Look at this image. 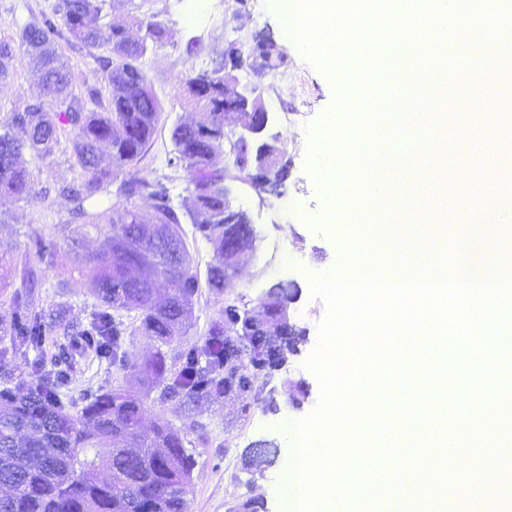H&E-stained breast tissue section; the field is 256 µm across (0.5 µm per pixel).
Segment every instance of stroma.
<instances>
[{"label": "stroma", "mask_w": 512, "mask_h": 512, "mask_svg": "<svg viewBox=\"0 0 512 512\" xmlns=\"http://www.w3.org/2000/svg\"><path fill=\"white\" fill-rule=\"evenodd\" d=\"M54 0H0V40L13 38L31 16L50 12ZM215 0H115L112 18L134 23L135 19L153 15L176 33L177 47H168L147 55L142 61L151 87L162 106L157 131L143 158L124 167L127 176L154 179L166 174L165 153L170 149V130L181 120H199L200 115L184 103L179 89L181 79L195 75L203 65H211L224 57L229 38L238 36L252 43L256 33H270L282 56L281 64L272 71L257 74L242 70V81L262 84L265 101L272 116L270 128L277 132L289 160L288 177L283 192L277 197L259 198L251 186L237 182V202L246 210L257 234L253 260L232 281L228 294L200 286L194 298L192 315L187 323L189 341L200 340L210 322L224 311L225 298L240 299L255 307L271 286L279 282L296 284L299 298L291 307L293 321L305 331L297 355L268 380L255 385L256 399L247 419L235 414L232 400L200 401L191 410L178 412L172 404L147 402L142 429L167 423L184 437V446L196 460L188 495V512H229L242 500H263L266 512H280L279 487L288 462V439L284 424L290 419L306 417L318 404L320 386L304 362L318 340V326L327 306L322 298L312 296L308 276L347 264L344 244L353 242L355 228L333 223L335 200H323L313 178L314 163L308 155L305 128L316 123L332 106L335 95L333 81L303 59L296 45L281 35V20L264 0H223L224 23L210 21ZM245 4L248 19H240L238 4ZM197 37V51L186 52L189 37ZM61 51L72 72V93H80L84 82L102 77V61L109 52L93 50L77 44H62ZM468 92L457 101L462 116H470L477 97L488 90L504 92L512 88L508 79H499L489 87L482 68L469 61L466 50H459ZM37 91V76L24 64H16L12 76L0 81V122L11 112L23 109ZM73 135L60 131L52 155L43 157L25 152L22 161L37 181L36 191L27 199L7 205L0 215V248L6 252L0 262V321L8 320L10 298L22 285L24 267L37 268L40 278L33 290L35 305L50 310L65 304L70 321L79 328L87 327L100 308L91 294L81 267L100 243L97 235L85 238L79 249H71L67 237L78 222L70 212L68 201L57 191L62 183L80 181L81 171L72 154ZM38 233L56 246L51 259L42 260L29 253L26 244L31 234ZM130 354L127 370L117 371L101 361L90 350L71 356V383L66 397L81 403L84 396L101 389L119 386L137 391L141 388L138 364L153 352L152 338L137 334L127 337ZM301 383L307 394L300 403L288 396L290 385ZM276 446L274 462L262 469L245 467L242 453L257 449L262 442Z\"/></svg>", "instance_id": "1"}]
</instances>
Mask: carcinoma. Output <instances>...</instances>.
<instances>
[{"label":"carcinoma","instance_id":"obj_1","mask_svg":"<svg viewBox=\"0 0 512 512\" xmlns=\"http://www.w3.org/2000/svg\"><path fill=\"white\" fill-rule=\"evenodd\" d=\"M109 0H54L51 11L28 22L17 40L0 41V80L9 77L14 62L27 59L40 74L38 92L25 108L0 123V203L13 204L35 192L33 175L18 163L23 151L51 155L59 131H75L73 154L83 179L62 187L78 236L90 230L104 233L99 251L83 266L90 291L101 309L90 327L73 335L52 370L37 361L15 385L0 386V512H187V491L195 459L181 433L169 424L152 438L138 435L143 407L150 393L161 403L188 407L200 399L239 401L238 416L250 414L253 385L233 379L240 362L224 353V317L213 320L202 343H189L184 319L200 287L198 266L185 239L181 216L171 206L170 177L148 180L120 178V170L139 161L150 144L162 112L141 60L168 45L176 33L150 16L136 20L143 30L137 39L112 22ZM87 48L106 47L103 78L108 98L91 85L86 98L71 95V73L60 41ZM210 93L200 90L199 75L182 86L186 104L203 110V119L176 123L170 132L166 166L185 172L188 203L184 216L212 249L206 268L208 288L224 291L251 255L224 251V186L233 176L219 158L232 156L233 138L224 133V67L207 70ZM54 98L58 110L47 112L44 100ZM112 150L116 168L101 166L100 148ZM116 186L115 201L102 211L91 203ZM153 201L152 226L137 217L132 200ZM28 251L44 258L51 244L39 235L29 238ZM136 313L133 332L150 336L155 352L138 366L147 392L139 396L120 387L101 390L72 410L65 400L70 384L68 357L73 350H92L118 371L127 368L124 349L127 326L113 312ZM0 335L28 350L43 349L50 336L45 314L30 295L12 300L8 324ZM177 346L174 361L167 348ZM111 446L100 458L91 450Z\"/></svg>","mask_w":512,"mask_h":512}]
</instances>
